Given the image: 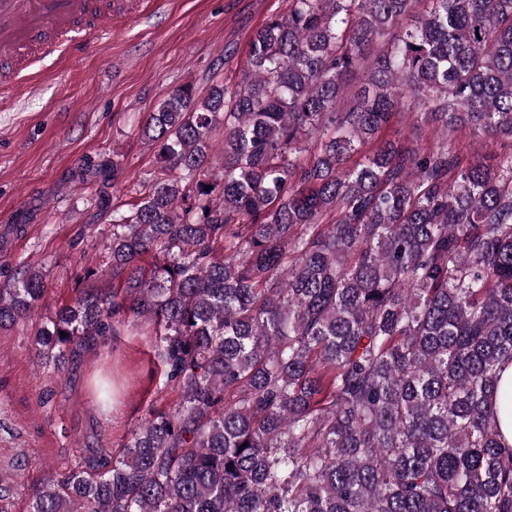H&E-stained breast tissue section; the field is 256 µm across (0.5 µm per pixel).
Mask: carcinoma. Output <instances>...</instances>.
<instances>
[{"label":"carcinoma","instance_id":"carcinoma-1","mask_svg":"<svg viewBox=\"0 0 512 512\" xmlns=\"http://www.w3.org/2000/svg\"><path fill=\"white\" fill-rule=\"evenodd\" d=\"M246 66L169 94L159 169L112 203V287L33 349L62 371L150 322L165 386L122 451L27 512H512L494 394L512 361V0H286ZM399 118L434 141L409 145ZM467 130L509 142L495 167ZM48 270L0 280V327ZM451 139V142L455 145L457 150L463 152L472 159L473 157L482 158L483 162L487 164H492L494 162V157L502 152L504 147H507V141L496 139H475L465 131L455 133Z\"/></svg>","mask_w":512,"mask_h":512}]
</instances>
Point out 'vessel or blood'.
<instances>
[{
  "instance_id": "1",
  "label": "vessel or blood",
  "mask_w": 512,
  "mask_h": 512,
  "mask_svg": "<svg viewBox=\"0 0 512 512\" xmlns=\"http://www.w3.org/2000/svg\"><path fill=\"white\" fill-rule=\"evenodd\" d=\"M115 11V0H0V92H13L37 62L92 48Z\"/></svg>"
}]
</instances>
